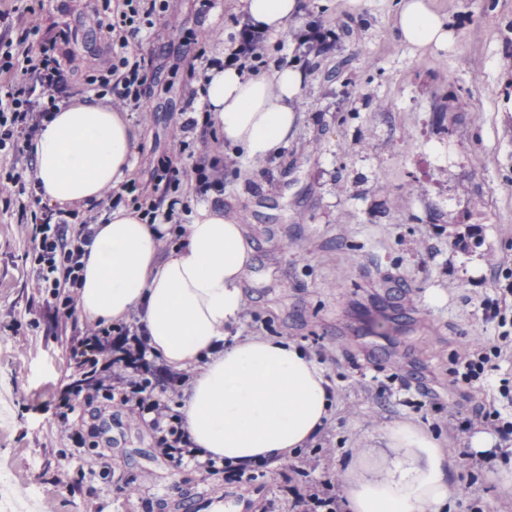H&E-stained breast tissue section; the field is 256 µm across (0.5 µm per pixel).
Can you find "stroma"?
Wrapping results in <instances>:
<instances>
[{"mask_svg": "<svg viewBox=\"0 0 512 512\" xmlns=\"http://www.w3.org/2000/svg\"><path fill=\"white\" fill-rule=\"evenodd\" d=\"M170 0L164 45L130 39L146 64L147 105L130 113L139 141L130 180L152 191L151 173L175 137L202 55L223 53L236 32L234 0ZM398 0H303L269 55L290 53L296 30L336 33L328 50L300 60L306 75L298 128L263 162L239 159L214 206L247 216L254 259L243 282L240 336H284L311 352L334 385L332 415L316 440L248 483L176 468L154 431L103 394L80 397L55 432V412L75 373L52 301L30 286L32 224L18 221L14 189L0 192V470L36 512H289L305 459L314 477L342 482L381 431L411 423L435 433L456 460L450 512H512V436L472 448V430L449 411L502 408L512 357L478 381L460 382L452 358L474 341L512 332L489 319L512 273V0H431L448 17L447 48L413 50L396 37ZM116 0H0V40L38 51L58 39L72 96H98L89 79L108 66L105 21ZM135 192H124L133 202ZM478 228L480 247L460 237ZM385 317L384 330L371 321Z\"/></svg>", "mask_w": 512, "mask_h": 512, "instance_id": "stroma-1", "label": "stroma"}]
</instances>
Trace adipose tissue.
Listing matches in <instances>:
<instances>
[{"mask_svg":"<svg viewBox=\"0 0 512 512\" xmlns=\"http://www.w3.org/2000/svg\"><path fill=\"white\" fill-rule=\"evenodd\" d=\"M240 8L252 23L279 33L300 15L302 0H240ZM394 27L402 43L422 51L445 47L451 37L447 16L430 0H401ZM207 75L203 98L225 146L263 161L294 135L305 79L295 65L273 60L253 76L216 67ZM26 151L41 200L87 208L105 188L126 182L135 134L105 100L74 98L43 119ZM95 230L79 309L93 322L137 318L168 367L193 370L180 411L200 459L239 470L275 466L314 441L332 410L324 369L292 340L233 332L253 253L242 224L198 202L165 250L159 237L168 225L147 224L122 203ZM379 440L345 472L348 512H446L456 462L435 435L404 423L385 427Z\"/></svg>","mask_w":512,"mask_h":512,"instance_id":"ef3b65f1","label":"adipose tissue"}]
</instances>
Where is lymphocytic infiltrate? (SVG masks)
I'll return each mask as SVG.
<instances>
[{
	"label": "lymphocytic infiltrate",
	"mask_w": 512,
	"mask_h": 512,
	"mask_svg": "<svg viewBox=\"0 0 512 512\" xmlns=\"http://www.w3.org/2000/svg\"><path fill=\"white\" fill-rule=\"evenodd\" d=\"M168 0H121V9L107 31L112 41V67L98 76L100 88H111L112 104L120 110L137 112L146 105L145 63L126 56L128 40L143 36L153 43L164 42L168 31L160 23ZM270 40L266 32L241 25L231 36L223 57L207 59V68L230 64L240 71L258 73L265 64ZM21 74L22 85L0 93V179L20 184L21 175L7 166L9 157L22 152L23 145L38 131L49 106L68 97L69 79L59 58L55 41L42 42L38 55L10 41H0V74ZM36 234L27 257L35 270L34 288L53 300L55 320L64 325L72 319L82 287L81 258L95 236L94 217L70 224L68 214L43 209L34 220ZM73 351L85 361L92 390L118 395L120 402L140 414L150 416L158 437L161 455L176 467L192 466L205 474L238 479L231 467L216 460H200L193 452L183 418L170 405L179 377L152 364L149 346L137 323L106 326L97 322L76 338ZM294 512H342L343 500L332 480L311 479L296 492Z\"/></svg>",
	"instance_id": "obj_1"
}]
</instances>
